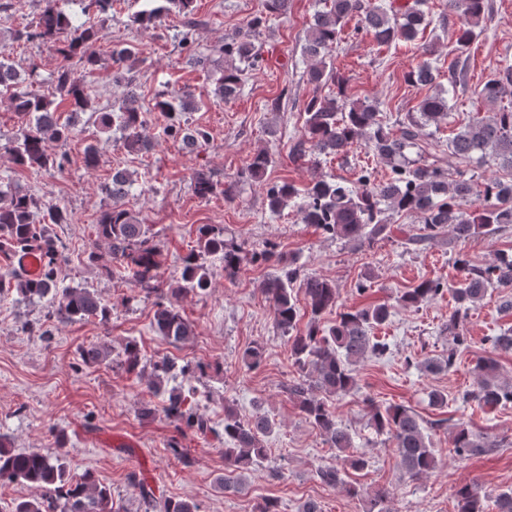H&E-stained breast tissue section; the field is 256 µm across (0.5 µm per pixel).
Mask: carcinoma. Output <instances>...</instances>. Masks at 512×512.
I'll use <instances>...</instances> for the list:
<instances>
[{
  "instance_id": "carcinoma-1",
  "label": "carcinoma",
  "mask_w": 512,
  "mask_h": 512,
  "mask_svg": "<svg viewBox=\"0 0 512 512\" xmlns=\"http://www.w3.org/2000/svg\"><path fill=\"white\" fill-rule=\"evenodd\" d=\"M45 6L35 25L10 31L14 41H36L55 51L64 60L77 59L78 65L90 73L103 65L101 56L89 46L101 38V27L80 22L58 7V0H43ZM82 14H90L105 22L112 14L113 0H80ZM194 0H145L142 10L133 16V23L148 28L175 11L194 27ZM320 9L305 36L303 56L307 80L315 85L312 97L304 104V133L294 144L293 159L303 161L312 155L348 154L362 141L374 157L390 168L388 178L373 179L372 171L363 168L352 180L318 178L303 188L289 182L273 185L267 193L271 213L282 212L288 205L297 208L302 223L315 224L324 232L340 239L362 242L387 240L394 234L391 218L410 215L421 224L419 233L404 239V244L422 248L446 233L457 242L494 237L512 227V108L497 106L505 94L512 92V63L504 61L491 73L478 92L487 107L486 115L472 118L448 139V165L428 163L422 159L424 140L430 133L426 127L438 126L452 118L453 105L445 90L438 89L419 104L417 115H410L393 129L386 121L380 102L347 101L342 92L321 95L323 88L338 83L331 50L340 40L344 28L358 18L355 31L374 34L380 46L411 43L432 23L426 5L428 0H316ZM446 7L458 17L455 42L448 65V87L453 89L467 79L466 60L471 43L482 30L488 8L487 0H447ZM265 13L247 24L246 31L224 39L219 52L224 54V73L217 78L215 93L227 99L236 96L244 86L248 72L255 69L261 56L256 43L260 29L271 20L285 15L288 0H264ZM5 45H0V98L21 119L22 125L10 141L0 146L14 166L22 169L62 170L68 161L62 151L71 135L70 122H60L53 109L54 99L69 103L71 112L83 113L91 108L89 87L84 77L76 75L71 66H61L52 80L51 96L19 92L20 73L5 58ZM435 48H421L422 60L410 70L408 82L422 86L435 85L439 69L433 65ZM134 57L131 47L113 48L110 54L115 66L113 81L127 88L124 102L116 109L103 107L95 112L104 132L121 133L124 149L139 154L148 149L150 141L143 134L146 114L165 112L170 124L166 133L180 135L197 145L206 143L209 134L201 128H190L182 119L194 108L190 95L166 90L147 104L140 102L135 91V75L128 61ZM493 162L510 179L495 176L477 181L461 166ZM271 164L267 151L259 150L248 163L249 176L263 181ZM131 184L130 176L117 170L112 183L104 186L112 204L101 212L97 238L108 245L112 260L123 274L146 295L157 296L154 324L157 331L175 341L193 335L192 324L174 306L173 300L189 294H201L209 288L210 269L202 261L206 255L220 257L224 277L233 279L247 265L266 264L273 268L262 285L272 302L277 327L290 334L292 356L305 380L288 386L299 409L319 429L331 447L341 452L352 447L349 433L338 422L335 408L328 399L343 398L355 385L353 366L365 357L382 356L387 344L374 335L385 324L393 306L380 303L343 312L332 325L321 328L311 323L304 334L293 336L298 321V294H303L313 319H318L336 305V286L319 277H300L295 261L273 249L248 252L242 245L208 225L199 229L198 249L183 259L180 277L169 287H162L160 250L149 244L150 228L128 210L124 198ZM194 193L206 198L218 189L208 172L197 170L192 175ZM68 223L67 211L51 198H39L18 189L0 187V253L5 257L34 254L40 260L35 275L9 273L0 276V293L15 291L23 299H46L54 306L58 320L77 322L96 317L109 320L111 307L86 288H63V256L59 240L48 234L46 225ZM454 265L461 273L459 286L452 289L457 307L448 318V334L452 344L448 357L429 364L432 369L450 370L460 352L468 347L465 325L471 305L481 301L492 288H512V251H499L494 260L483 266L471 263L467 254L457 253ZM444 290L438 279H425L404 291L397 303L405 309H418ZM110 349L92 345L82 358L87 364L106 360ZM124 365L128 373L142 377L141 355L136 343L124 348ZM477 389L464 399L491 411L512 404V383L499 377V364L492 356L476 362ZM190 365L176 366L161 360L153 364L147 386L158 393L163 378L191 375ZM375 429L389 435L404 472L421 477L436 469L438 461L431 448L430 435L417 415L401 404L377 403L369 400ZM164 412L178 430L188 429L200 436L212 433L210 422L188 406L187 396L176 390L168 393ZM272 430L271 420L258 414L249 420L224 409V459L239 470H247L263 458L262 437ZM66 437H56V448L46 452H20L10 448L0 436V481L18 482L42 491L38 498L19 500L13 512H119L111 491L98 483L90 472L79 478L71 476L61 453ZM451 445L456 455L469 457L488 454L501 447L495 439L476 434L461 422L454 426ZM143 512H197L193 502L156 496L144 481L137 482ZM457 512H512V489L491 497L475 485L457 488Z\"/></svg>"
}]
</instances>
